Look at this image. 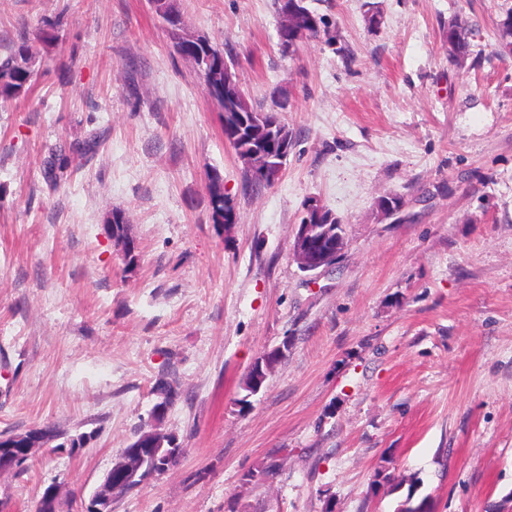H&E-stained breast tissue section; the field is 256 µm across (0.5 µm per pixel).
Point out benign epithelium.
<instances>
[{
    "label": "benign epithelium",
    "mask_w": 512,
    "mask_h": 512,
    "mask_svg": "<svg viewBox=\"0 0 512 512\" xmlns=\"http://www.w3.org/2000/svg\"><path fill=\"white\" fill-rule=\"evenodd\" d=\"M289 152L288 143H281L279 156L274 158L260 151L251 158V165L258 177L266 176L270 161H286ZM324 210L319 209L314 220L297 225L293 250L296 258L305 271H316L336 260L344 245V236L337 232L338 225L333 223L334 217L328 216L322 221ZM56 437L51 429H39L30 434H20L9 438H0V473L18 469L29 460L36 449L48 445ZM147 441L127 453H122L119 460L106 473L102 482L85 506V512H112V500L115 488L120 485H131L137 478L149 480L156 477L150 465L156 460L164 445L175 447L172 436L155 429L145 431ZM36 512H63V501L60 486L47 487L37 506Z\"/></svg>",
    "instance_id": "benign-epithelium-1"
}]
</instances>
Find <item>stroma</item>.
I'll return each mask as SVG.
<instances>
[{
    "label": "stroma",
    "instance_id": "stroma-1",
    "mask_svg": "<svg viewBox=\"0 0 512 512\" xmlns=\"http://www.w3.org/2000/svg\"><path fill=\"white\" fill-rule=\"evenodd\" d=\"M308 4L328 27L289 55L274 0H178L186 32L232 48L252 104L288 99L286 164L247 192L223 112L148 0H0L1 49L56 23L32 90L0 103V435L90 436L0 473V512H35L54 483L81 512L153 427L180 460L114 512H394L406 488L369 490L383 465L419 478L429 512H512V0ZM87 141L50 187L49 151ZM214 170L236 223L211 221ZM307 202L345 229L313 272L293 254ZM161 382L177 397L157 421ZM448 60L455 65H463L472 54L467 29L457 22H450L446 31ZM285 356H286V354L275 355V353H271L269 355L263 354L261 357L258 358L256 363L254 364L252 373L249 374V376L247 377V379L244 383L243 390L246 392V394L240 399V404H243V405L249 404V402H250L249 398L256 395L257 393H259L261 390L260 388L263 387V384L267 378L268 372H270L273 369V367L276 365V363H278ZM271 363H273V364H271ZM270 364H271L270 368L266 369V366L270 365ZM257 370H261L265 374V378L262 381V383H259L256 381L255 371H257Z\"/></svg>",
    "mask_w": 512,
    "mask_h": 512
}]
</instances>
